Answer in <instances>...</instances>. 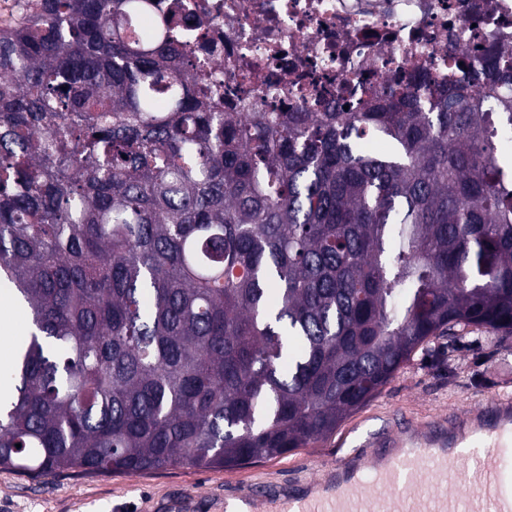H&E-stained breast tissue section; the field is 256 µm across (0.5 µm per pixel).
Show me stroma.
I'll return each mask as SVG.
<instances>
[{
  "instance_id": "obj_1",
  "label": "stroma",
  "mask_w": 512,
  "mask_h": 512,
  "mask_svg": "<svg viewBox=\"0 0 512 512\" xmlns=\"http://www.w3.org/2000/svg\"><path fill=\"white\" fill-rule=\"evenodd\" d=\"M452 358L446 366L428 356L416 357L335 434L273 460L233 469L185 466L155 473L35 480L0 469V512H171V503L184 495L221 502L249 490L257 480L279 482L313 473L319 463L341 460L384 432L391 421L444 417L452 409L512 397V339L490 344L479 330L460 343Z\"/></svg>"
}]
</instances>
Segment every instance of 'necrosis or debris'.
<instances>
[{
    "label": "necrosis or debris",
    "mask_w": 512,
    "mask_h": 512,
    "mask_svg": "<svg viewBox=\"0 0 512 512\" xmlns=\"http://www.w3.org/2000/svg\"><path fill=\"white\" fill-rule=\"evenodd\" d=\"M185 14L227 112H320L415 70L460 81L476 44L512 48V0H157Z\"/></svg>",
    "instance_id": "necrosis-or-debris-1"
}]
</instances>
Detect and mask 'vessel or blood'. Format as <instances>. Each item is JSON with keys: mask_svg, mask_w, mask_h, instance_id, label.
<instances>
[{"mask_svg": "<svg viewBox=\"0 0 512 512\" xmlns=\"http://www.w3.org/2000/svg\"><path fill=\"white\" fill-rule=\"evenodd\" d=\"M451 473L453 494L443 486ZM277 494L270 512H512V400L398 427Z\"/></svg>", "mask_w": 512, "mask_h": 512, "instance_id": "1", "label": "vessel or blood"}]
</instances>
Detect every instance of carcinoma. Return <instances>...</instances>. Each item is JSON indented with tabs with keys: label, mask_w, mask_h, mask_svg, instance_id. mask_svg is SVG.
Listing matches in <instances>:
<instances>
[{
	"label": "carcinoma",
	"mask_w": 512,
	"mask_h": 512,
	"mask_svg": "<svg viewBox=\"0 0 512 512\" xmlns=\"http://www.w3.org/2000/svg\"><path fill=\"white\" fill-rule=\"evenodd\" d=\"M0 27V468L137 474L336 432L434 340L512 335V54L327 112H221L154 0ZM21 447H16V444ZM15 306L24 312V314H25L24 321H23V314L19 310H16V309L11 310L10 314L7 317L3 318L2 315L7 313V309L4 308L2 310V314H1V310H0V314H1L0 332L9 333L12 331L14 326H16L17 324H19L23 321L22 325L19 328L18 334H19V336H28L29 329L31 326L30 311L26 307L25 308H26L27 312L23 307L17 306V305H15ZM27 313H28V315H27Z\"/></svg>",
	"instance_id": "cac0c4a2"
}]
</instances>
